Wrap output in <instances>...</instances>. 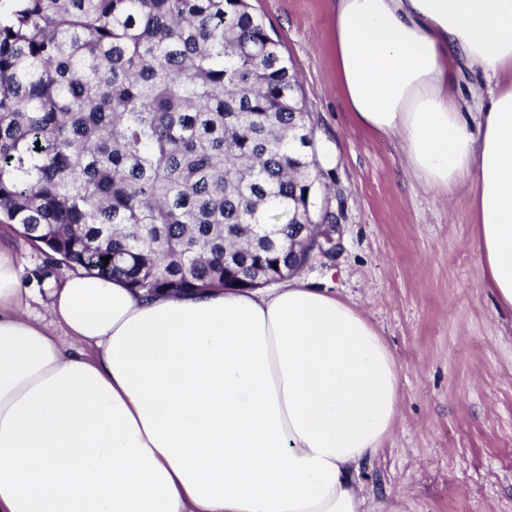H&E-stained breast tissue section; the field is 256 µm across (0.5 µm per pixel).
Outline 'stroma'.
<instances>
[{
  "label": "stroma",
  "instance_id": "obj_1",
  "mask_svg": "<svg viewBox=\"0 0 512 512\" xmlns=\"http://www.w3.org/2000/svg\"><path fill=\"white\" fill-rule=\"evenodd\" d=\"M293 64L317 126L323 188L341 211L332 256L300 271L355 304L399 378V415L357 480L387 512H512V321L488 292L469 190L424 192L395 137L357 128L344 109L332 0H249ZM0 245L21 258L32 314L70 268L51 265L19 226Z\"/></svg>",
  "mask_w": 512,
  "mask_h": 512
}]
</instances>
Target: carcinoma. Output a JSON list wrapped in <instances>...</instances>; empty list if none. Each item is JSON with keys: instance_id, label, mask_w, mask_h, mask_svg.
<instances>
[{"instance_id": "obj_1", "label": "carcinoma", "mask_w": 512, "mask_h": 512, "mask_svg": "<svg viewBox=\"0 0 512 512\" xmlns=\"http://www.w3.org/2000/svg\"><path fill=\"white\" fill-rule=\"evenodd\" d=\"M297 87L247 0H0V223L136 292L281 282L336 223Z\"/></svg>"}]
</instances>
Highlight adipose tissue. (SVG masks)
<instances>
[{
    "instance_id": "ef3b65f1",
    "label": "adipose tissue",
    "mask_w": 512,
    "mask_h": 512,
    "mask_svg": "<svg viewBox=\"0 0 512 512\" xmlns=\"http://www.w3.org/2000/svg\"><path fill=\"white\" fill-rule=\"evenodd\" d=\"M331 26L350 120L401 138L426 189L471 187L512 312V0H333ZM19 270L0 246V512H367L399 383L351 304L297 276L147 295L82 272L51 292L53 337Z\"/></svg>"
}]
</instances>
